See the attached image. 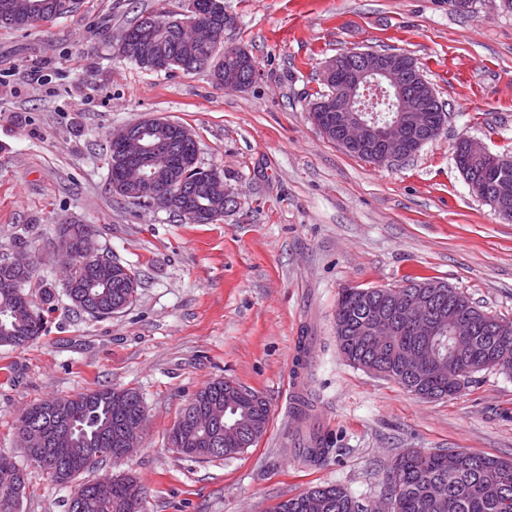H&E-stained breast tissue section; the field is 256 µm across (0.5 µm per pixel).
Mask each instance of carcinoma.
Masks as SVG:
<instances>
[{"instance_id":"cac0c4a2","label":"carcinoma","mask_w":512,"mask_h":512,"mask_svg":"<svg viewBox=\"0 0 512 512\" xmlns=\"http://www.w3.org/2000/svg\"><path fill=\"white\" fill-rule=\"evenodd\" d=\"M78 4L79 0H0V28L24 30L38 23L51 22L75 11ZM186 19V12L167 10L161 14L145 10L121 30L113 48L139 68L155 71L156 66L142 60L137 49L142 26L153 23L157 26V43L164 57L161 63L164 69L207 72L216 84H221L224 71L234 68L235 63L222 60L220 50L214 47H197L185 34L183 22ZM460 172L467 183H480L509 195L512 200V175L503 180L477 164L462 168ZM193 207L206 222L219 220L224 216V184L211 185L210 191L199 196ZM56 238L66 244L75 258L66 282V292L73 305L95 318L112 316V309L121 302L123 293V289L112 287V270L120 269L117 261L104 255L93 266L84 269L79 266L84 258V238L75 231V225H58ZM31 280L30 275L8 272L0 267V347L24 348L45 331L44 318L34 309L27 293ZM439 304L455 321L472 322L478 326L502 321V318L480 309L468 297L449 287ZM383 306V300L369 294L367 288H345L336 303V320L351 329L372 316L373 309ZM421 341L422 337L404 332L392 337L375 369L390 377V372L396 371L402 353L417 347ZM504 343L512 350V334H478L469 347L449 356L448 364L457 369L466 381L474 374L470 356L487 353ZM412 385L415 390L427 386L436 392L438 398L457 395L432 373L415 379ZM224 386V380H214L189 401L191 405L205 407L216 404L219 411L213 416V426L206 432L192 425L186 426V441L177 449L182 456L204 460L220 456L229 458L241 452L239 448H225L221 453L214 449V444L221 441L220 433L224 429ZM117 400L121 401L120 417L124 421L134 420L144 410L140 395L131 388H102L67 398L64 403L70 406V411L65 418L49 412L45 401L33 405L22 415L16 441L22 443L27 428L37 425L44 436L42 452H51L59 441L71 437L78 441L79 448L108 449L113 459L117 457L113 411V403ZM311 441L312 445L302 448L305 457L314 461L327 457L330 449L326 440L313 436ZM503 463L505 460L499 457L463 450L430 453L409 450L400 455L390 468L388 493L394 497L395 512H512V466L508 476L503 478ZM86 471L79 458L70 455L48 475L56 483L68 485ZM26 485L25 470L11 455L0 451V512H17ZM137 486L133 478L125 475H112L80 484L67 500L66 512H143V498L138 496ZM312 490L322 498V512H368L367 506L340 485H319Z\"/></svg>"}]
</instances>
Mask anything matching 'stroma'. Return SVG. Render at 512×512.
<instances>
[{
    "label": "stroma",
    "instance_id": "35a3bbf8",
    "mask_svg": "<svg viewBox=\"0 0 512 512\" xmlns=\"http://www.w3.org/2000/svg\"><path fill=\"white\" fill-rule=\"evenodd\" d=\"M158 0H80L26 30L0 28V256L38 261L32 296L50 284L43 336L0 347V450L25 466L19 512H65L71 494L29 466L16 428L33 404L103 387L139 392L147 427L137 450L86 472H127L145 512H270L316 485L380 502L394 459L409 449H464L512 459V377L474 373L448 399L421 400L355 367L336 344L345 288L431 278L512 320V222L496 218L455 163L467 136L512 154V12L499 0H224V40L258 77L227 89L204 73L147 72L111 36ZM346 49L407 54L448 114L414 157L377 166L327 139L309 118L319 71ZM163 117L191 128L202 167L236 196L220 220L184 224L114 197L108 134ZM60 224H88L101 252L140 286L124 311L97 319L65 292L52 248ZM310 337L308 429L329 456L301 457L305 436L284 409L299 337ZM260 393L271 414L258 442L231 458L180 456L168 433L208 383Z\"/></svg>",
    "mask_w": 512,
    "mask_h": 512
}]
</instances>
